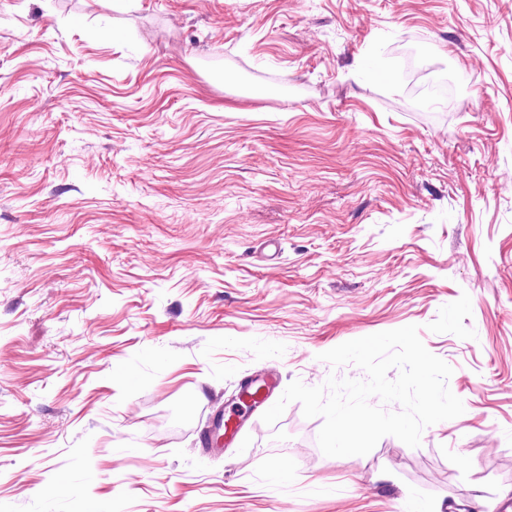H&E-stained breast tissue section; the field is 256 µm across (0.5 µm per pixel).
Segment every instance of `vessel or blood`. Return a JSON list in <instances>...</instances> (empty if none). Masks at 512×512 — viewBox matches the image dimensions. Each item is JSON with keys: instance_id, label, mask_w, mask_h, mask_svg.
Here are the masks:
<instances>
[{"instance_id": "b4317fda", "label": "vessel or blood", "mask_w": 512, "mask_h": 512, "mask_svg": "<svg viewBox=\"0 0 512 512\" xmlns=\"http://www.w3.org/2000/svg\"><path fill=\"white\" fill-rule=\"evenodd\" d=\"M277 381L274 374L247 377L240 381L234 405L226 411H217L212 419L215 436L235 441L254 412H266L276 402L274 394Z\"/></svg>"}]
</instances>
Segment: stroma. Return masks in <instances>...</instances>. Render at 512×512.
<instances>
[{"mask_svg": "<svg viewBox=\"0 0 512 512\" xmlns=\"http://www.w3.org/2000/svg\"><path fill=\"white\" fill-rule=\"evenodd\" d=\"M407 325L457 418L328 457L239 380ZM512 0H0V512H502ZM276 387V377L271 373L242 379L234 405L228 411H217L213 416L212 427L216 435H223L224 442L233 443L254 412L264 414L276 403Z\"/></svg>", "mask_w": 512, "mask_h": 512, "instance_id": "stroma-1", "label": "stroma"}]
</instances>
